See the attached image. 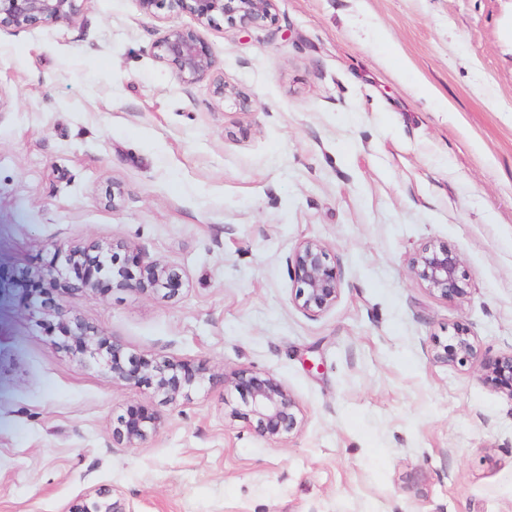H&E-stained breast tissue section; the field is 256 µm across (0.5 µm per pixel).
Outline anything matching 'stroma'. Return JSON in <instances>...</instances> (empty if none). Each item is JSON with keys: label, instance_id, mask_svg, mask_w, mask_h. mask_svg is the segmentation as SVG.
<instances>
[{"label": "stroma", "instance_id": "stroma-1", "mask_svg": "<svg viewBox=\"0 0 512 512\" xmlns=\"http://www.w3.org/2000/svg\"><path fill=\"white\" fill-rule=\"evenodd\" d=\"M171 25L200 29L216 79L155 58ZM0 90V512L100 485L135 512H512V398L478 360H433L459 328L481 358L512 352V0H275L246 29L84 0L74 23L0 30ZM306 239L340 280L318 317L294 303ZM92 240L181 290L105 286L73 314L130 355L274 375L300 431L267 442L237 391L168 406L58 348L26 275ZM429 242L460 256L464 298L415 279ZM136 408L163 427L113 447Z\"/></svg>", "mask_w": 512, "mask_h": 512}]
</instances>
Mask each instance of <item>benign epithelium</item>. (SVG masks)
Instances as JSON below:
<instances>
[{"mask_svg": "<svg viewBox=\"0 0 512 512\" xmlns=\"http://www.w3.org/2000/svg\"><path fill=\"white\" fill-rule=\"evenodd\" d=\"M80 0H0V28L29 29L47 22L72 23L80 15ZM146 16H156V10L166 5L172 10H188L200 26L206 27L219 17L236 20L242 26L261 24L271 17L274 0H139ZM156 58L170 66L176 77L184 83L200 81L214 75L216 61L208 43L194 29L170 26L154 46ZM217 93L225 99H233L243 111L252 108V102L241 99L234 89L223 83L216 86ZM130 251L123 242L97 241L87 246L75 245L68 249L71 259L76 260L88 253L112 256V287L138 293H155L163 289L175 292L172 285L177 273L167 264L152 259L137 261L138 273L129 272L122 254ZM290 262L299 288L295 295L296 306L305 314L317 317L336 303L340 283L336 272L328 264L324 244L317 239L301 241L295 248ZM416 280L444 299L465 296L461 275V260L457 253L434 244L417 251L410 262ZM63 288L70 294L95 292L96 281L77 277L68 280ZM39 309L59 319L67 331L61 346L86 344L78 354H91V345L100 339L98 331L86 326L71 315L62 299L56 302H40ZM106 345L112 353V361L105 366L112 378L131 385L147 382L155 392L170 404L189 395L191 390L204 381L213 388L235 389L248 399L247 422L253 431L271 443H281L298 432L302 425V409L288 388L275 376L250 368H237L221 374H213L203 362L187 363L181 360H157L132 357L126 354L124 343L114 338ZM479 357L474 338L464 329L452 337V343L436 353L433 360L440 363H465ZM484 380L498 387L512 398V353L480 362ZM164 424L160 416H149L132 410L117 419L112 429V445L117 448H133L159 432ZM67 512H134L117 490L109 487L95 488L83 496L81 503Z\"/></svg>", "mask_w": 512, "mask_h": 512, "instance_id": "obj_1", "label": "benign epithelium"}]
</instances>
